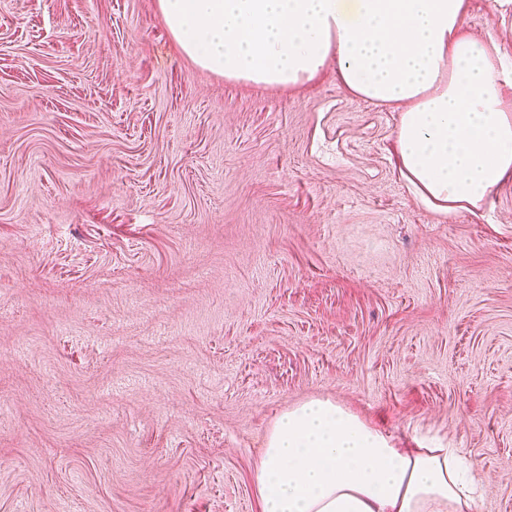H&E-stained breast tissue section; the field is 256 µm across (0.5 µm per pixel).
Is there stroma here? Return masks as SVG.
<instances>
[{"mask_svg":"<svg viewBox=\"0 0 512 512\" xmlns=\"http://www.w3.org/2000/svg\"><path fill=\"white\" fill-rule=\"evenodd\" d=\"M464 26L512 72V0ZM400 112L224 80L157 0H0V512H258L311 398L512 512V181L425 207Z\"/></svg>","mask_w":512,"mask_h":512,"instance_id":"35a3bbf8","label":"stroma"}]
</instances>
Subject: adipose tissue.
Masks as SVG:
<instances>
[{
	"instance_id": "obj_1",
	"label": "adipose tissue",
	"mask_w": 512,
	"mask_h": 512,
	"mask_svg": "<svg viewBox=\"0 0 512 512\" xmlns=\"http://www.w3.org/2000/svg\"><path fill=\"white\" fill-rule=\"evenodd\" d=\"M200 68L274 87L336 58L354 94L404 110L399 170L430 209L470 212L512 180V103L493 44L462 27L465 0H158ZM260 512H477L463 449L397 448L342 405L313 398L267 431Z\"/></svg>"
}]
</instances>
